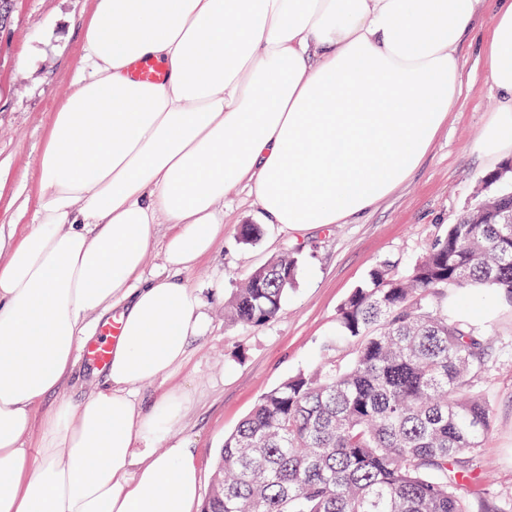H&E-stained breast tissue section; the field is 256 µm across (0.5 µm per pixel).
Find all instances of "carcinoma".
Here are the masks:
<instances>
[{"label":"carcinoma","instance_id":"carcinoma-1","mask_svg":"<svg viewBox=\"0 0 512 512\" xmlns=\"http://www.w3.org/2000/svg\"><path fill=\"white\" fill-rule=\"evenodd\" d=\"M299 258L253 270L228 307L242 325L276 319ZM491 288L512 306V161L404 275L374 268L339 309L353 352L260 395L224 437L204 512H471L475 455L491 428L473 379L488 339L448 319V290Z\"/></svg>","mask_w":512,"mask_h":512}]
</instances>
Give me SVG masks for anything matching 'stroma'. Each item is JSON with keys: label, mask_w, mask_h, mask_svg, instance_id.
<instances>
[{"label": "stroma", "mask_w": 512, "mask_h": 512, "mask_svg": "<svg viewBox=\"0 0 512 512\" xmlns=\"http://www.w3.org/2000/svg\"><path fill=\"white\" fill-rule=\"evenodd\" d=\"M94 0H17L0 30V225L28 224L39 194L37 163L54 111L73 88L83 27ZM484 30L458 49L463 83L458 106L410 183L358 224H335L294 234L263 223L247 192L224 198V241L181 280L209 304L210 328L190 348L172 378L143 385L151 404L170 389L191 406L171 439L191 448L208 492L214 467L231 433L258 397L287 377L313 369L325 346L347 350L338 310L380 261L406 273L449 224L474 204L487 163L474 145L492 118L498 94L484 79ZM258 224L260 239L242 243L240 227ZM297 253L300 267L279 317L259 327L225 320L224 306L254 269L272 256ZM449 318L475 324L490 341L488 365L476 381L492 426L479 450L487 476L472 495V512H512V309L488 290L469 289L448 304Z\"/></svg>", "instance_id": "35a3bbf8"}]
</instances>
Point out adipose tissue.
Returning a JSON list of instances; mask_svg holds the SVG:
<instances>
[{"instance_id": "obj_1", "label": "adipose tissue", "mask_w": 512, "mask_h": 512, "mask_svg": "<svg viewBox=\"0 0 512 512\" xmlns=\"http://www.w3.org/2000/svg\"><path fill=\"white\" fill-rule=\"evenodd\" d=\"M483 26L494 160L512 155V0H96L92 72L52 116L33 222L0 228V512H195L190 449L150 446L188 400L137 392L209 328L179 276L223 240L225 194L298 231L359 223L420 166L460 94L456 46ZM145 57L162 84L128 77ZM162 224L166 271L147 278ZM114 308L102 379L63 398Z\"/></svg>"}]
</instances>
